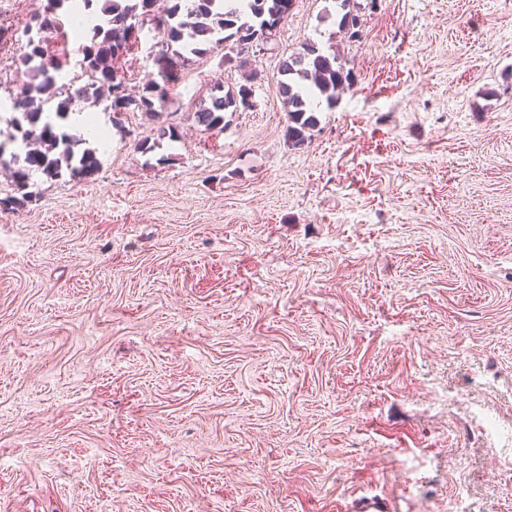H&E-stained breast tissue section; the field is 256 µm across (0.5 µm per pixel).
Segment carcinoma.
I'll use <instances>...</instances> for the list:
<instances>
[{"mask_svg": "<svg viewBox=\"0 0 512 512\" xmlns=\"http://www.w3.org/2000/svg\"><path fill=\"white\" fill-rule=\"evenodd\" d=\"M69 2L48 0L44 13L23 24V63L29 72L36 77L44 76V80L29 85L27 95L11 101L15 113L11 125L22 131L25 145L35 143L37 148L27 150L22 157L12 153L6 160L5 144L0 142V164L14 165L16 191V195L0 199V205L5 207L22 206L32 199L28 183L33 171L52 178L61 175L65 168L71 176L81 178L99 169L96 152L86 149L75 154V137L65 131L74 99L92 97L108 103L114 112H141L158 119L161 111L155 102L166 98L178 69L219 46L227 49L224 58L233 60L246 40L264 30L269 14L291 10L295 0H247L244 6L234 0H174V4L162 10L156 9L158 0H110L98 16L99 23L91 27V42L78 48L88 82L74 94L46 77L51 70H61L58 58L49 54V35L61 32L64 21L70 20L71 9L64 8ZM334 2L335 24L342 33L349 21L360 16L362 7L358 0ZM61 9L65 10L62 15L58 14ZM147 19L153 22L161 42L154 57L158 79L147 81L138 94L131 95L127 93V78L119 61L130 49L128 27ZM279 75L277 89L289 117L288 143L296 148L311 139L317 125V107L323 102L334 106L338 92L352 86V72L339 51L325 53L310 43L282 63ZM250 92L251 86L242 84L221 96H213L211 106L197 113L198 123L207 130L224 129V113L238 111Z\"/></svg>", "mask_w": 512, "mask_h": 512, "instance_id": "cac0c4a2", "label": "carcinoma"}]
</instances>
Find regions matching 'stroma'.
<instances>
[{
  "instance_id": "obj_1",
  "label": "stroma",
  "mask_w": 512,
  "mask_h": 512,
  "mask_svg": "<svg viewBox=\"0 0 512 512\" xmlns=\"http://www.w3.org/2000/svg\"><path fill=\"white\" fill-rule=\"evenodd\" d=\"M46 5L0 0L5 135ZM333 7L295 0L223 129L220 48L162 105L178 139L84 100L99 170L0 209V512H512V0H376L354 43ZM309 42L354 84L295 149ZM252 91L251 85L241 84L238 89H228L223 95H214L211 101V107L204 108L201 112H196V118L200 125L205 129H223L224 113L238 112L239 106L245 101V98ZM252 106V96H248L245 102V109Z\"/></svg>"
}]
</instances>
